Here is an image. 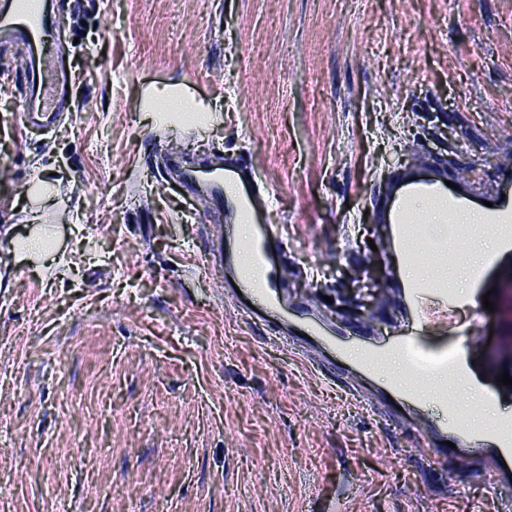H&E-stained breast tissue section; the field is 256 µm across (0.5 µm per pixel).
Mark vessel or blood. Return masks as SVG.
I'll return each mask as SVG.
<instances>
[{
	"instance_id": "vessel-or-blood-1",
	"label": "vessel or blood",
	"mask_w": 512,
	"mask_h": 512,
	"mask_svg": "<svg viewBox=\"0 0 512 512\" xmlns=\"http://www.w3.org/2000/svg\"><path fill=\"white\" fill-rule=\"evenodd\" d=\"M56 24L51 0H0V34L21 42L27 51L28 74L34 83L21 112L27 127L34 130L56 126L67 103L66 87L72 82L65 70L67 49L55 35ZM169 167L191 200L205 202L208 212L228 217L223 235L209 249L212 261L204 265V272L210 275L223 271L227 287L239 290L237 302L248 304L249 314L268 327L271 339L320 346L327 352L331 366L341 374L358 370L378 377L389 357L412 351L417 332L431 324L435 307L450 311L468 305L467 298L449 285L404 277V268L417 258L413 242L416 226L423 221L413 207L414 201L438 204L450 212H483L487 223L497 228L501 251L512 252V185L503 184L500 194L486 201L466 188L448 187L443 176L406 172L397 182L379 222L393 254L388 276L394 281L409 320L399 342L370 344L353 352L345 347L341 336L326 331L304 311L289 314L283 304L281 263L288 242L270 219L277 203L275 194L232 157L213 161L173 154ZM430 368L447 377L468 373V364L458 350L435 354ZM448 422L443 443L432 446L436 459L447 458L448 443L469 438L486 446L496 469L505 474L512 472V416L500 417L489 428H474L452 409Z\"/></svg>"
}]
</instances>
